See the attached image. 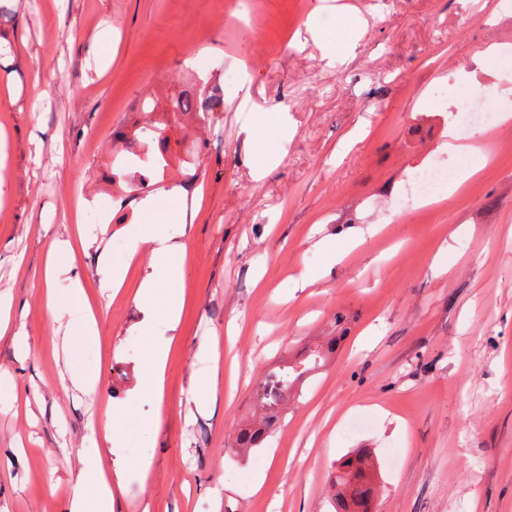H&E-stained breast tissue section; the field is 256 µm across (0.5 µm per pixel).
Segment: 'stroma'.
<instances>
[{"label":"stroma","instance_id":"obj_1","mask_svg":"<svg viewBox=\"0 0 512 512\" xmlns=\"http://www.w3.org/2000/svg\"><path fill=\"white\" fill-rule=\"evenodd\" d=\"M500 0H11L0 16V512H69L93 491L85 459L151 467L116 493L113 512H334L326 490L345 457L370 451L382 487L371 512H512V126L461 193L418 207L414 174L440 161L458 92L512 106V47ZM115 32L105 72L84 58L103 21ZM328 37L314 40L309 24ZM221 85L224 109L181 118L187 82ZM281 118L284 152L263 180L245 118ZM150 125L171 170L112 207L105 175ZM193 183L183 240L184 303L163 401L132 336L141 313L103 282L130 265L125 229L154 218L140 202ZM79 201L106 234L77 243ZM379 225L351 244L347 234ZM460 231L458 243L448 236ZM75 244L80 283L98 315L97 343L64 354L43 300L51 244ZM326 241L343 260L313 286ZM268 256L266 271L258 259ZM246 326L238 336L227 324ZM27 336V347L13 341ZM342 342L294 397L264 447L235 452L263 371L324 337ZM217 338L233 392L198 410L199 348ZM98 365L97 394L71 381ZM113 406L121 448L87 428ZM260 491H253L256 478Z\"/></svg>","mask_w":512,"mask_h":512}]
</instances>
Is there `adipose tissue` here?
Masks as SVG:
<instances>
[{"label": "adipose tissue", "instance_id": "adipose-tissue-1", "mask_svg": "<svg viewBox=\"0 0 512 512\" xmlns=\"http://www.w3.org/2000/svg\"><path fill=\"white\" fill-rule=\"evenodd\" d=\"M447 149L449 154L466 157L467 162L459 167L455 176L444 188L441 198L452 197L477 175L486 165L487 158L479 148L462 144L456 125L448 127ZM180 202L177 190L158 191L147 196L144 208L155 220L150 224L128 225L125 233L131 255H144L149 259L151 274L135 287L132 299L142 314L137 334L142 339L141 357L154 372L152 394L162 398L164 379L170 351L175 342L173 336L183 307L181 272L186 246L180 242L167 219L171 208ZM73 247L60 242L52 247L45 272L47 288L46 307L55 321L66 324V335L72 336L74 344L95 343L100 334L99 322L87 302L82 289H71L67 296H60L54 288L59 276L72 271ZM85 466L96 476V487L91 495L76 493L70 512H112L113 486H121L131 479L145 480L148 470L140 468L130 473L110 470L102 459L92 458Z\"/></svg>", "mask_w": 512, "mask_h": 512}]
</instances>
